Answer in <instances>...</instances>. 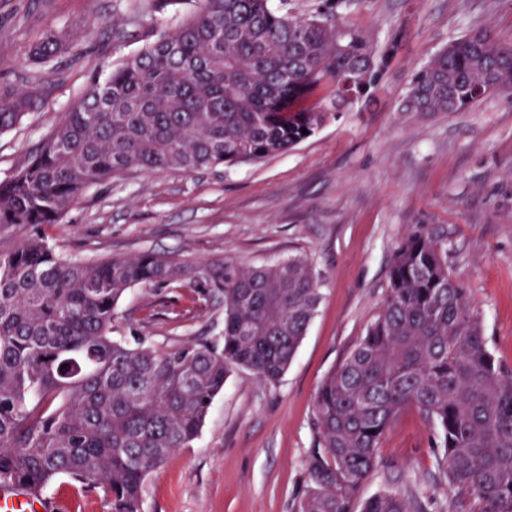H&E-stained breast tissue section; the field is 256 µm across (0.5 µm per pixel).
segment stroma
Segmentation results:
<instances>
[{"label": "stroma", "instance_id": "obj_1", "mask_svg": "<svg viewBox=\"0 0 512 512\" xmlns=\"http://www.w3.org/2000/svg\"><path fill=\"white\" fill-rule=\"evenodd\" d=\"M193 0H0V84L37 107L0 133V181L40 148L83 93L107 78L151 29L174 27ZM337 24L376 51L398 49L365 97L291 151L195 174L130 171L90 186L43 235L64 258L99 261L151 251L198 264L248 266L308 257L322 300L297 353L274 382L233 369L198 437L151 472L142 512H291L314 444L313 400L364 336L388 293L394 253L410 235L444 230L448 267L468 288L486 345L512 372V96L463 112H406L415 72L448 42L486 27L512 44V0H357ZM75 40L76 63L36 67L27 46L48 32ZM118 335L156 350L219 340L224 312L189 288H131ZM438 435L400 414L362 484L455 512L435 465ZM62 512H112L102 491L62 478L44 493Z\"/></svg>", "mask_w": 512, "mask_h": 512}]
</instances>
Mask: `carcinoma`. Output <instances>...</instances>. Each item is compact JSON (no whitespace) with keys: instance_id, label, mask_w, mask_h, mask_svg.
<instances>
[{"instance_id":"carcinoma-1","label":"carcinoma","mask_w":512,"mask_h":512,"mask_svg":"<svg viewBox=\"0 0 512 512\" xmlns=\"http://www.w3.org/2000/svg\"><path fill=\"white\" fill-rule=\"evenodd\" d=\"M47 34L36 67L64 54ZM393 49L376 54L319 13L272 0H199L154 31L84 93L27 163L0 182V488L40 495L59 477L101 489L112 512H141L146 475L198 436L234 368L266 381L288 368L322 300L303 257L194 268L154 252L95 262L62 257L42 235L93 184L129 170L185 174L285 153L366 94ZM512 91V46L485 28L448 43L413 77L405 112H462ZM35 101L0 86V131ZM307 133H301V129ZM179 285L224 307L217 343L173 351L115 335L116 306L137 285ZM406 409L438 430L436 465L466 495L456 512H512V375L488 350L444 238L425 231L395 252L377 318L320 385L307 489L295 512H423L418 499L358 497L379 444Z\"/></svg>"}]
</instances>
